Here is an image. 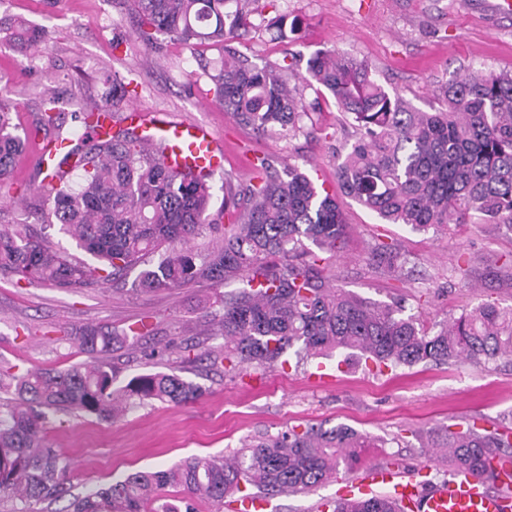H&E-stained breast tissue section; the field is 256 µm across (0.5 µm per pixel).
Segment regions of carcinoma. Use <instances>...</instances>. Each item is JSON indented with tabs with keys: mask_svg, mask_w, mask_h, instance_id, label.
Wrapping results in <instances>:
<instances>
[{
	"mask_svg": "<svg viewBox=\"0 0 512 512\" xmlns=\"http://www.w3.org/2000/svg\"><path fill=\"white\" fill-rule=\"evenodd\" d=\"M250 0H123L133 16L132 37L144 55L166 36L185 45L206 41L222 50L211 79L215 98L237 122L258 133L304 132L308 117L291 66L261 67L243 58L232 41L255 27ZM235 4L230 9L229 4ZM280 36L297 31L280 13L269 20ZM3 40L27 57L47 48L48 35L18 20ZM305 86L325 90L352 120L355 140L337 165L341 193L388 224L435 232L467 224L479 213L489 224L512 230V75L471 71L439 87L440 107H411L390 95L368 67L340 54L318 52L297 76ZM0 76V184L11 183L14 158L29 131L13 123L14 107ZM130 94L112 79V94L91 108L71 111L83 127H98ZM62 98L41 97L35 134L44 147L72 138L65 128ZM82 175L73 187L50 171L32 189L34 213L59 224L95 260L70 258L19 224L0 230V274L67 290L102 287L137 272L134 291L180 288L190 283L242 286L224 293L219 319L224 344L213 363L235 375L248 366L284 365L293 355H344L376 369L420 364L512 363V310L493 303L452 317L436 332L400 302L371 301L333 287L323 274L324 258L307 244L338 257L350 237L336 196L320 190L294 166L279 172L266 161L256 182L224 200V213L210 217L209 179L168 166L132 129L106 131L85 150H66L58 166ZM227 223H222V220ZM208 227L219 233L202 251L190 246ZM372 260L382 271L401 274L406 255L378 244ZM149 333L143 320L121 332L94 325L76 337L90 361L67 370L41 369L0 377V391L14 404L0 409V495L26 506L57 496L69 464L44 444L48 413H84L111 421L134 405L153 401L187 403L202 388L171 372L136 376L117 384V368L105 361L129 341ZM367 437L338 424L294 425L264 435L230 456L188 457L164 470L138 471L70 504L71 512H196L186 499L159 502L165 488L208 500L215 512L224 501L311 491L348 479L360 462ZM448 455L450 473L473 475L499 491L489 462L512 459V428L487 430L475 423L448 430L432 444ZM324 512H408L388 494L339 498Z\"/></svg>",
	"mask_w": 512,
	"mask_h": 512,
	"instance_id": "1",
	"label": "carcinoma"
}]
</instances>
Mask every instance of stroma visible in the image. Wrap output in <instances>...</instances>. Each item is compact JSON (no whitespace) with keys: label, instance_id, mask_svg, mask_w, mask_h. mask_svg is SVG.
I'll return each instance as SVG.
<instances>
[{"label":"stroma","instance_id":"35a3bbf8","mask_svg":"<svg viewBox=\"0 0 512 512\" xmlns=\"http://www.w3.org/2000/svg\"><path fill=\"white\" fill-rule=\"evenodd\" d=\"M493 0H258L263 19L236 49L255 65L293 59L297 72L316 52H336L367 63L386 91L424 111L438 107V88L467 70L512 73V18L497 16ZM288 13L299 22L278 38L267 19ZM20 16L51 36L47 55L22 58L0 46V74L19 104L14 121L30 127L40 97L51 89L93 106L111 87V76L133 81L136 92L119 105L136 104L176 120L208 124L224 142V169L214 175L212 211L224 206L225 182H248L258 159L292 164L317 186L336 188L340 153L353 141L334 99L304 89L303 102L316 136L256 135L214 100L209 75L222 53L207 43L194 48L169 39L144 59L127 32L131 17L117 0H0V21ZM338 202L351 243L327 261L331 284L377 301L401 298L427 327L484 301L512 309V230L473 218L448 230L419 233L388 224L352 198ZM397 245L408 256L406 274L383 276L370 259L375 245ZM225 289L207 284L152 293L113 283L78 292L0 275V373L87 362L75 338L89 325L119 331L138 320L149 339L118 353L120 382L176 371L202 387L195 402H153L127 410L112 422L86 414H49L45 442L69 463L70 491L38 503L34 512H67L75 495L110 485L140 470H159L189 456L231 454L244 440L277 434L293 425L346 424L371 438L363 466L397 458L406 474L421 463L448 475L447 459L422 448V432L442 439L448 426L478 421L490 428L512 415V365H417L378 371L361 365L337 371L329 386L311 382L316 362L303 367L248 368L225 375L207 359L223 343L217 334ZM195 344L203 359L184 363Z\"/></svg>","mask_w":512,"mask_h":512}]
</instances>
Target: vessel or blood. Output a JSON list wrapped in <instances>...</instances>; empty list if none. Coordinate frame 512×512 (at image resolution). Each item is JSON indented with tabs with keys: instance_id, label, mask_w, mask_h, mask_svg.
Listing matches in <instances>:
<instances>
[{
	"instance_id": "vessel-or-blood-1",
	"label": "vessel or blood",
	"mask_w": 512,
	"mask_h": 512,
	"mask_svg": "<svg viewBox=\"0 0 512 512\" xmlns=\"http://www.w3.org/2000/svg\"><path fill=\"white\" fill-rule=\"evenodd\" d=\"M129 115L138 133L151 147L165 151L164 160L175 170H202L213 174L224 168V146L206 124L174 120L163 112H146L131 107ZM500 493L489 492L471 475L449 477L448 481L422 485L396 469L376 466L366 478L354 479L341 487L339 494L353 498L368 493L371 485H392L403 507L410 512H512V464L496 467Z\"/></svg>"
}]
</instances>
